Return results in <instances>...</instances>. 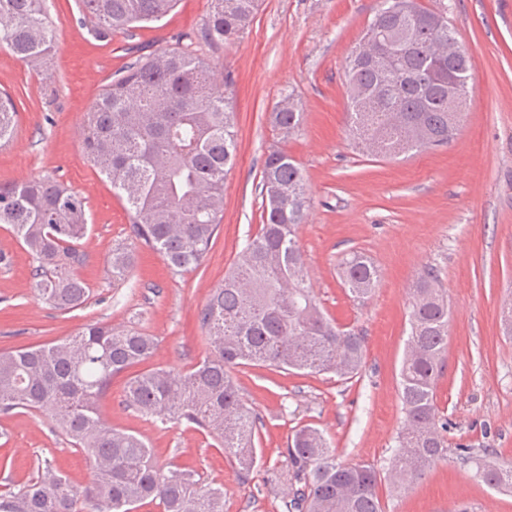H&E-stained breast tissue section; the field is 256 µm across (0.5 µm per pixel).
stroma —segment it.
Listing matches in <instances>:
<instances>
[{"instance_id":"obj_1","label":"stroma","mask_w":512,"mask_h":512,"mask_svg":"<svg viewBox=\"0 0 512 512\" xmlns=\"http://www.w3.org/2000/svg\"><path fill=\"white\" fill-rule=\"evenodd\" d=\"M447 7L472 63L473 96L446 147L395 158L355 150L346 128L347 58L380 0H260L249 29L232 44H197L217 79L231 77L236 163L224 178V218L202 266L171 274L162 259L134 242L128 214L82 148L85 113L107 83L139 54L175 47L199 30L210 0H179L160 21L101 41L82 22L79 0H44L58 27L57 52L35 73L0 48V91L18 110L13 138L0 147V185L50 175L85 202L88 233L74 272L88 303L60 310L34 286V261L0 224V349L56 341L83 324L134 325L155 336L152 365L182 372L205 356L199 314L262 222L258 184L271 147L299 165L311 198L297 230L304 273L323 312L366 340L361 374L341 380L241 365L231 374L246 406L259 415L260 462L242 479L219 439L186 422H152L123 402L126 376L112 381L103 418L140 434L165 469L192 468L207 486H223L224 512H283L288 461L282 450L296 428L323 431L337 462L383 467L404 413L399 369L407 338L410 288L436 266L448 295V350L436 388L447 421L448 458L417 485L394 493L380 484L384 512H512V493L490 489L459 461V448H492L512 457V338L504 336L502 301L512 297V0H419ZM303 112L285 134L268 117L281 95ZM134 248L128 278L113 282V249ZM366 253L379 272L372 296L345 290L343 254ZM48 466L77 485L88 481L87 457L41 414H0V490L16 489Z\"/></svg>"}]
</instances>
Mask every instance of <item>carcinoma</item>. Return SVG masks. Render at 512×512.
Masks as SVG:
<instances>
[{"label": "carcinoma", "instance_id": "1", "mask_svg": "<svg viewBox=\"0 0 512 512\" xmlns=\"http://www.w3.org/2000/svg\"><path fill=\"white\" fill-rule=\"evenodd\" d=\"M84 23L96 39L166 16L177 0H80ZM198 39L231 43L248 28L258 0H211ZM457 33L445 10L416 0L376 12L348 60L347 123L364 153L398 156L444 147L458 126L448 112V69L470 84L469 55L454 60ZM57 26L42 0H0V47L32 69L52 59ZM211 80L207 64L189 44L128 63L86 112L87 158L125 202L132 237L149 247L175 275L197 269L212 248L224 216V175L236 159L237 134L229 88ZM272 126L289 132L302 112L286 95L270 113ZM17 112L0 96V145L13 136ZM262 224L239 253L224 283L205 305L201 323L210 353L173 373L149 366L132 376L123 402L146 420L186 421L211 434L234 457L243 478L256 467L257 415L241 400L231 370L239 365L334 374L349 380L365 364V339L340 328L315 300L303 273L296 231L310 201L299 167L287 152L266 155L259 183ZM0 224L36 262L41 297L73 310L89 288L73 274L87 232L83 200L53 178L0 185ZM131 248L112 250V280L123 281L135 263ZM351 295L364 300L378 270L353 251L339 263ZM450 308L440 272L427 267L411 288L408 338L400 364L405 410L397 446L383 470L336 461L322 431L305 424L288 438L289 491L285 512H382L377 489L413 487L430 467L448 458L436 404L437 381L448 347ZM156 339L135 326L88 323L61 340L0 350V413L21 409L49 416L73 448L92 465L78 487L46 467L16 491L0 493V512H134L147 500L161 512H224V488L200 485L197 473L168 472L154 461L145 439L112 427L99 410L112 378L148 362ZM489 487L512 490V459L494 451L474 456L459 449Z\"/></svg>", "mask_w": 512, "mask_h": 512}]
</instances>
